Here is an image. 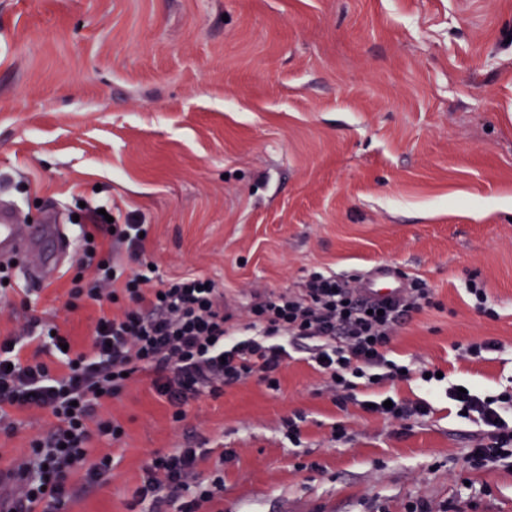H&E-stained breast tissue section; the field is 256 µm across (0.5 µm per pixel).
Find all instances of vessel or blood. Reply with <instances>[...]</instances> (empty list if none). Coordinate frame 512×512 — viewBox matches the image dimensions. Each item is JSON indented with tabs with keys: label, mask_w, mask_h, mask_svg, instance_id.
I'll use <instances>...</instances> for the list:
<instances>
[{
	"label": "vessel or blood",
	"mask_w": 512,
	"mask_h": 512,
	"mask_svg": "<svg viewBox=\"0 0 512 512\" xmlns=\"http://www.w3.org/2000/svg\"><path fill=\"white\" fill-rule=\"evenodd\" d=\"M45 246L41 265L28 269L30 283L40 284L57 274L64 255L71 247V239L60 224H26L20 209L11 204L0 206V265L17 263L27 255L32 243ZM406 288L401 274L388 264L377 265L366 271L360 281L361 293L373 301L400 298Z\"/></svg>",
	"instance_id": "1"
}]
</instances>
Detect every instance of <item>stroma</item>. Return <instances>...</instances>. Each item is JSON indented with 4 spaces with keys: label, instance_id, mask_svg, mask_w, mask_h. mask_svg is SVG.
I'll return each instance as SVG.
<instances>
[{
    "label": "stroma",
    "instance_id": "obj_1",
    "mask_svg": "<svg viewBox=\"0 0 512 512\" xmlns=\"http://www.w3.org/2000/svg\"><path fill=\"white\" fill-rule=\"evenodd\" d=\"M0 197L28 223L78 204L134 213L162 277L215 280L238 314L313 270L395 264L437 308L402 319L391 359L442 369L337 402L303 350L272 389L200 395L175 423L149 380L108 406L113 477L62 512H141L142 464L200 448L224 490L199 512H512V466L471 470L485 435L447 383L512 386V0H0ZM70 252L47 283L0 285V335L37 315L88 348ZM495 316L465 293L470 275ZM492 340L483 358L468 343ZM429 402L404 423L384 394ZM299 418L289 435L288 421ZM0 428V471L39 411ZM387 400L392 401V408L384 407V402ZM368 404H371V407H368ZM364 408L371 412L383 414L395 422H402L416 414L425 415L428 411V404L419 402L415 405H409L387 396L380 401H367L364 404Z\"/></svg>",
    "mask_w": 512,
    "mask_h": 512
}]
</instances>
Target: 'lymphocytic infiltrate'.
Masks as SVG:
<instances>
[{
    "label": "lymphocytic infiltrate",
    "instance_id": "1",
    "mask_svg": "<svg viewBox=\"0 0 512 512\" xmlns=\"http://www.w3.org/2000/svg\"><path fill=\"white\" fill-rule=\"evenodd\" d=\"M76 227L79 273L70 297L101 304L102 311L87 352L68 348L66 335L37 318L26 333L37 342L39 358L21 359L17 337L0 339V411L39 409L49 417L45 433L31 441L29 458L10 472L16 490L0 494V512H34L39 504L60 512L79 490L111 474V455L97 454L94 442L121 439L125 430L99 410L120 399L132 381L148 379L178 422L185 404L202 393L219 395L251 376L278 387L289 346L303 340L344 400L359 386L402 378V365L388 356L395 327L403 315L434 304L427 283L413 279L402 302L378 315L347 280L315 272L299 289L272 292L253 304L242 323L225 308L216 282L192 273L156 277L146 260L148 227L138 219L111 224L94 212ZM86 270L92 280L83 279ZM448 397L458 412L478 416L490 428L467 452L471 468L512 460V420L505 418L512 389L489 395L452 386ZM197 461L193 448L153 455L137 500L150 501L151 512L174 501L179 512H198L219 497L224 479L195 480Z\"/></svg>",
    "mask_w": 512,
    "mask_h": 512
}]
</instances>
